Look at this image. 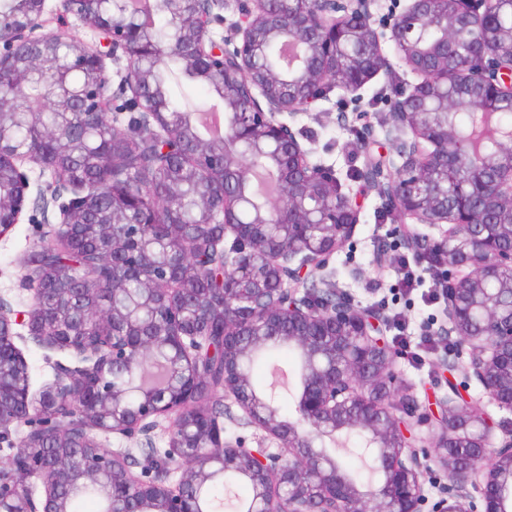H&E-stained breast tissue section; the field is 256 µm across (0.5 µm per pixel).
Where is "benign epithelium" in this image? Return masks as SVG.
Returning a JSON list of instances; mask_svg holds the SVG:
<instances>
[{
  "mask_svg": "<svg viewBox=\"0 0 512 512\" xmlns=\"http://www.w3.org/2000/svg\"><path fill=\"white\" fill-rule=\"evenodd\" d=\"M48 0H30V15L8 20L0 35V80L16 96L0 101V128L14 112L39 123L44 107L69 112L75 106L100 114L123 137L140 134L155 152L180 163L162 177L136 161L146 178L137 187L112 190L117 223L141 200L151 202L148 218L121 225L108 260L151 290L146 305L161 313L149 335L117 307L106 312L90 304L75 328L52 324L40 307L49 293L63 299L86 297L73 278L94 261L78 245L57 253V273L36 275L29 254L26 278L31 304L16 310L0 298V375L6 367L24 373L23 387L0 395V512H70L58 493L63 482L117 485L142 499L144 512H198L196 495L225 472L246 476L253 489L250 512H512V433L494 437L489 412L466 400L458 387L438 400L434 460L448 471V485L434 501L424 494L420 462L411 435L409 410L400 411L401 386L394 372L395 346L373 315L336 291L330 258L351 244L360 220L353 196L336 171L312 160L313 148L290 121L339 89L356 93L388 59L382 43L402 52L418 82L387 99L389 119L380 123L400 162L369 164L361 170L367 188L381 197L395 220L412 219L435 230L432 236L399 234L395 243L437 254L443 298L457 354L443 363L449 372L475 382L488 403L512 412V129L494 127L503 107L512 109V0H394L388 17L376 18V0H304L297 9L276 10L270 0H154L171 16L173 36L148 44L125 16L95 12L92 0H62L61 21L76 16L99 43L89 45L62 31H47ZM238 19L227 35L224 10ZM67 49V63L46 102L32 104L22 90L45 58ZM218 89L224 135L215 145L171 112L161 83L168 58ZM125 62L117 90L110 91L106 60ZM85 74L80 92L64 73ZM465 107L480 127L493 130L490 144L458 128L454 112ZM353 127L345 111L336 121L353 127L360 143L375 125L365 112ZM28 153L0 152V195L9 226L29 209L49 223L80 224L94 195L84 176L52 181L29 196ZM206 223L192 238L172 235L182 253L177 262L144 268L139 253L144 225L156 215H176L185 188ZM28 217V216H26ZM28 221L36 218L29 216ZM215 224L224 227L217 236ZM189 294L221 327V343L205 334L204 322L184 315ZM121 322L122 335L102 328ZM301 356L297 417L284 419L274 401L255 391L245 361L275 339ZM32 339L66 359L46 356L53 381L30 393L28 365L17 342ZM167 359L163 391L146 390L137 405L125 406L127 392L114 383L118 366L145 369L151 352ZM231 396L247 423L278 442L276 452L247 448L224 439V423L201 424L207 410ZM167 426L169 455L177 477L148 469L136 475L128 459L104 448L101 434L133 438ZM356 432L371 447L376 483L352 479L336 460L309 440H333ZM42 493H37V488Z\"/></svg>",
  "mask_w": 512,
  "mask_h": 512,
  "instance_id": "benign-epithelium-1",
  "label": "benign epithelium"
}]
</instances>
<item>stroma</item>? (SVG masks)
I'll return each mask as SVG.
<instances>
[{
	"label": "stroma",
	"mask_w": 512,
	"mask_h": 512,
	"mask_svg": "<svg viewBox=\"0 0 512 512\" xmlns=\"http://www.w3.org/2000/svg\"><path fill=\"white\" fill-rule=\"evenodd\" d=\"M385 51L393 65L392 72L377 76L360 91L361 107L375 121L387 115L386 97L416 80L393 46H386ZM317 108L322 113L321 119L301 115L296 123L303 127L311 141L315 161L335 168L337 176L361 208L354 244L338 251L331 259L336 270V285L345 289L355 304L374 308L381 316L401 313L406 323L408 347H415L422 331L436 336L438 348L434 353L419 363L411 356H404L398 360L396 370L405 385L406 396L414 403L422 404L427 398L444 396L448 391V374L441 363L451 356L447 340L439 336L445 323L444 306L426 304L417 292L405 295L390 290L387 271L396 257L389 249L388 232L392 224L384 214L381 199L366 192L355 176L367 161L388 155L390 147L383 134L378 133L365 148H357L354 134L336 126L334 115L337 109L349 111L353 108L349 98L343 97L340 91H333L329 100L319 102ZM49 230V225L24 220L0 238V296L14 307H22L31 299V291L22 285L23 260Z\"/></svg>",
	"instance_id": "stroma-1"
}]
</instances>
